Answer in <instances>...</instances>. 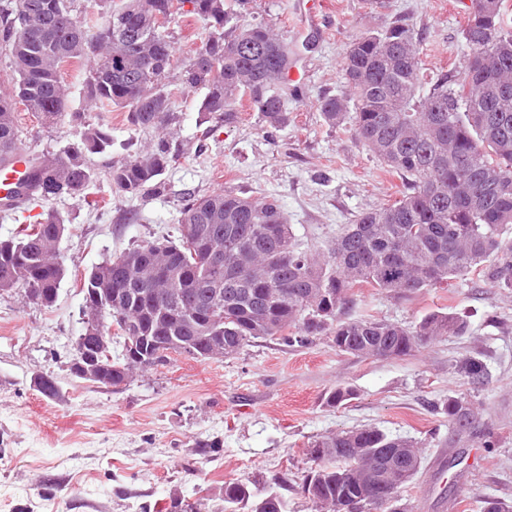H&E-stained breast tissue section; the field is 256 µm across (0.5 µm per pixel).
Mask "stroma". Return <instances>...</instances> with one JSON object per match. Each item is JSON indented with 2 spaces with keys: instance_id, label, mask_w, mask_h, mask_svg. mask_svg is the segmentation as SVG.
Returning <instances> with one entry per match:
<instances>
[{
  "instance_id": "stroma-1",
  "label": "stroma",
  "mask_w": 512,
  "mask_h": 512,
  "mask_svg": "<svg viewBox=\"0 0 512 512\" xmlns=\"http://www.w3.org/2000/svg\"><path fill=\"white\" fill-rule=\"evenodd\" d=\"M295 2L253 0L247 16L272 25L296 51L302 83L287 98L288 127L267 137L247 101L234 124L216 125L199 110L202 91L172 85L176 138L187 152L165 173L158 195L115 192L111 167L154 136L131 131L124 112L87 105L89 62L62 67L70 109L82 110L86 124L109 123L113 145L87 158L94 178L86 192L98 209L71 197L51 204L67 225L60 243L67 273L55 304L44 307L21 289L0 291V512H171L176 500L220 512L224 485L235 480L274 487L288 512H314L301 489L311 468L309 441L365 427L420 443L421 470L400 491L413 512H480L485 499L512 505V290L482 277L406 300L354 288L346 319L374 316L414 327L435 311L466 317L465 335L438 338L403 358L344 353L319 336L304 346L257 339L228 358L174 354L118 390L68 368L85 328L84 275L138 244L177 238L184 193L278 198L296 239L314 253L360 211L399 198V177L356 140L352 124L328 127L319 100L341 92V64L353 39L397 21L421 38L424 76L461 75L460 30L470 0H390L378 11L364 0H326L320 27L302 31ZM16 112L28 153L60 155L76 140L68 123L48 128L24 106ZM466 356L485 364L483 387L459 373ZM40 376L54 380L57 398L37 390ZM339 386L353 397L327 406ZM451 396L474 407L467 432H457L440 411ZM488 436L495 441L490 449L483 445ZM200 440L216 446L201 450Z\"/></svg>"
}]
</instances>
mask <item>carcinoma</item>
<instances>
[{
    "mask_svg": "<svg viewBox=\"0 0 512 512\" xmlns=\"http://www.w3.org/2000/svg\"><path fill=\"white\" fill-rule=\"evenodd\" d=\"M177 0H124L96 35L94 51L73 0H7L0 8V49L14 71L12 91L0 95V163L20 147L16 105L41 124L69 120L79 141L64 155L37 159L26 199L49 203L77 197L93 179L86 155L112 148V127L88 126L83 112L70 111L61 81L62 64L92 63L84 94L90 104L127 112L131 130L148 132L179 122L172 93V34L168 24L187 16L210 30L206 42L180 69L181 84L204 91L199 111L218 123L232 124L247 96L261 112L268 136L288 125L284 94L275 88L293 64L291 47L266 23L234 21L228 0H193L192 10ZM485 13L470 9L461 29L467 56L488 60L482 74L467 69L455 77L430 79L417 95L422 62L420 37L405 24L353 41L346 52L343 83L351 96L326 94L323 121L331 128L350 120L356 139L389 171L402 178L400 197L365 209L336 233L326 252L314 256L300 248L291 225L271 197L257 202L233 192L185 197L180 235L138 244L93 268L82 283L83 312L104 306L100 293L112 284V312L97 319L98 332L116 326L124 345L127 326L136 325L147 345L156 336H175L180 354L208 358V337H224V356L247 343L280 336L306 344L326 336L336 350L369 357L401 358L439 336H462L467 321L434 312L415 328L378 318L343 320L353 301L352 288L367 285L398 298L437 288L470 274L512 288V241L500 228L512 224V13L507 0H492ZM354 115H349V108ZM184 148L161 137L109 172L111 185L125 195L165 188L161 176ZM65 220L54 210L39 214L13 236L0 239V269L10 268V291L40 290L52 306L65 277L58 244ZM224 252L219 271L202 261L212 249ZM112 360V377L127 364ZM458 371L481 385L485 364L474 357ZM441 411L448 424L466 431L471 408L450 397ZM416 442L377 428H360L314 437L309 459L315 464L303 484L315 512H409L398 492L419 473ZM408 448L416 462L396 453ZM274 491L256 492L249 483L224 484L225 512H287Z\"/></svg>",
    "mask_w": 512,
    "mask_h": 512,
    "instance_id": "1",
    "label": "carcinoma"
}]
</instances>
